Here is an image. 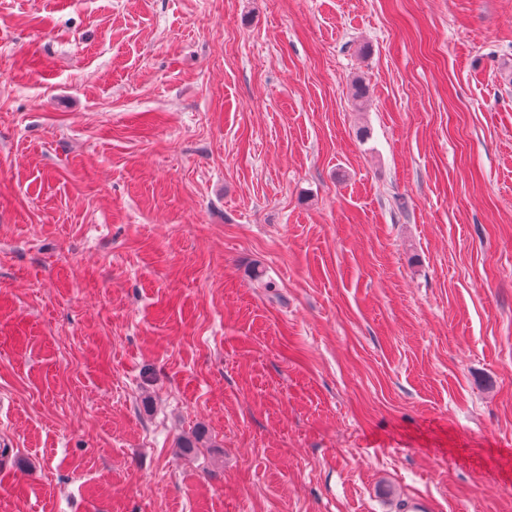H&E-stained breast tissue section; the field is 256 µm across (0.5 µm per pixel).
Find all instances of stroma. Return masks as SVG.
<instances>
[{"label": "stroma", "instance_id": "1", "mask_svg": "<svg viewBox=\"0 0 512 512\" xmlns=\"http://www.w3.org/2000/svg\"><path fill=\"white\" fill-rule=\"evenodd\" d=\"M413 496L512 512V0H0V512Z\"/></svg>", "mask_w": 512, "mask_h": 512}]
</instances>
